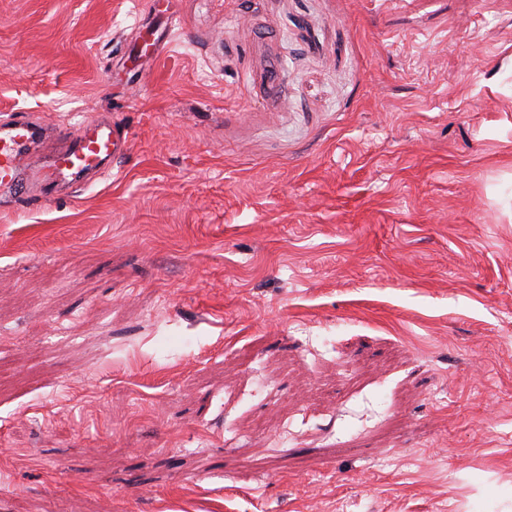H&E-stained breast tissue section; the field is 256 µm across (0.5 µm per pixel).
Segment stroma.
I'll use <instances>...</instances> for the list:
<instances>
[{"mask_svg": "<svg viewBox=\"0 0 512 512\" xmlns=\"http://www.w3.org/2000/svg\"><path fill=\"white\" fill-rule=\"evenodd\" d=\"M31 112L129 141L0 205V512H512V0H0Z\"/></svg>", "mask_w": 512, "mask_h": 512, "instance_id": "stroma-1", "label": "stroma"}]
</instances>
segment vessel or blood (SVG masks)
<instances>
[{"label":"vessel or blood","mask_w":512,"mask_h":512,"mask_svg":"<svg viewBox=\"0 0 512 512\" xmlns=\"http://www.w3.org/2000/svg\"><path fill=\"white\" fill-rule=\"evenodd\" d=\"M127 147V133L105 120L63 130L31 115L0 123V200L54 199L60 189L80 192Z\"/></svg>","instance_id":"vessel-or-blood-1"}]
</instances>
